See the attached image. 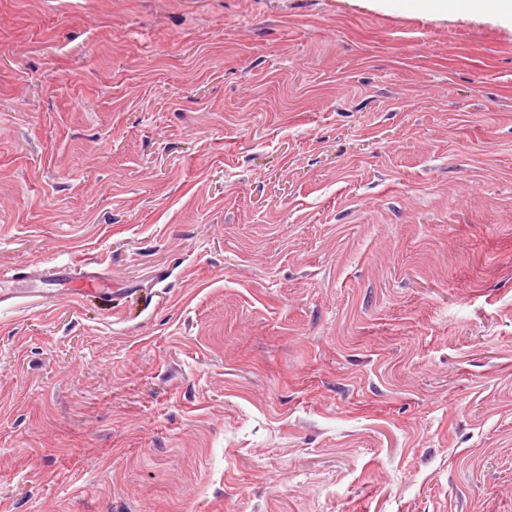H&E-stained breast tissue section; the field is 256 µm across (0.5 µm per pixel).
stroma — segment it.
Instances as JSON below:
<instances>
[{
	"mask_svg": "<svg viewBox=\"0 0 512 512\" xmlns=\"http://www.w3.org/2000/svg\"><path fill=\"white\" fill-rule=\"evenodd\" d=\"M0 284V512H512V17L0 0ZM43 264L44 267L37 268L36 275L39 276L45 288L66 285L69 295L77 296L106 286V279L93 267L74 273L67 264L52 265V262Z\"/></svg>",
	"mask_w": 512,
	"mask_h": 512,
	"instance_id": "stroma-1",
	"label": "stroma"
}]
</instances>
